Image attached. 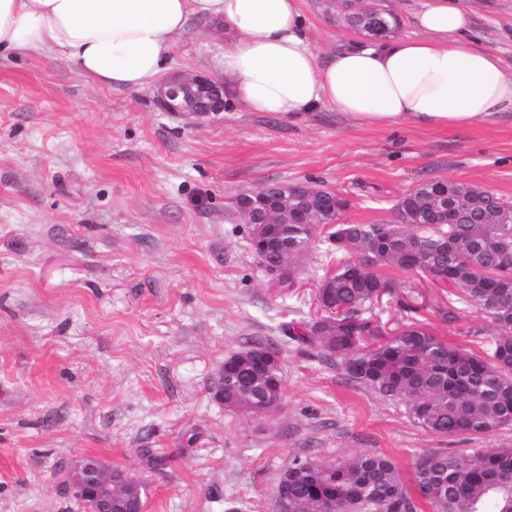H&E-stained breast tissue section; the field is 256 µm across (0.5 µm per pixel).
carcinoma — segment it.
Segmentation results:
<instances>
[{
  "label": "carcinoma",
  "instance_id": "carcinoma-1",
  "mask_svg": "<svg viewBox=\"0 0 512 512\" xmlns=\"http://www.w3.org/2000/svg\"><path fill=\"white\" fill-rule=\"evenodd\" d=\"M344 22L373 36L392 29L393 15L377 31L370 17L345 5ZM452 192L470 196L473 224H431L434 180L419 184L399 203L406 224H338L336 239L364 245L369 256L362 287L346 268L328 289L336 317L292 322L290 339L320 356L341 362L349 380L386 399L404 398L414 423L437 437L484 435L512 427V204L468 182L449 181ZM288 248L296 260L308 251L318 229L290 224ZM417 270H453L450 288L458 302L472 304L494 329L490 347L476 353L449 343L422 322L385 336L362 316L376 290L391 285L384 270L408 271L406 250ZM280 294L293 291L291 272L268 268ZM263 351L266 367L251 355ZM280 362L274 350L255 345L224 358V403L228 410L261 415L280 394ZM288 486V512H507L512 508V448L467 454L430 449L417 459L410 483L389 457L371 452L334 462H291L277 486Z\"/></svg>",
  "mask_w": 512,
  "mask_h": 512
}]
</instances>
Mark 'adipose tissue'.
<instances>
[{
    "mask_svg": "<svg viewBox=\"0 0 512 512\" xmlns=\"http://www.w3.org/2000/svg\"><path fill=\"white\" fill-rule=\"evenodd\" d=\"M195 17L224 19L222 75L253 112L296 115L327 105L359 125L470 127L512 111V71L478 48L460 0H425L418 36L315 53L302 0H0V56L63 53L98 86L144 90L168 70Z\"/></svg>",
    "mask_w": 512,
    "mask_h": 512,
    "instance_id": "adipose-tissue-1",
    "label": "adipose tissue"
}]
</instances>
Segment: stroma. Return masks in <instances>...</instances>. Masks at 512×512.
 Wrapping results in <instances>:
<instances>
[{
    "label": "stroma",
    "instance_id": "stroma-1",
    "mask_svg": "<svg viewBox=\"0 0 512 512\" xmlns=\"http://www.w3.org/2000/svg\"><path fill=\"white\" fill-rule=\"evenodd\" d=\"M465 4L477 47L511 69L512 0ZM303 9L320 58L368 43L320 0ZM232 37L191 20L173 70L221 77ZM309 178L343 198L340 224L397 223L399 199L433 178L512 201V112L466 128L376 129L326 106L288 116L231 99L195 119L165 112L155 91L87 82L57 50L0 60V512H84L56 469L90 455L132 470L147 512H278L276 484L297 457L371 451L407 478L429 449L512 448V427L431 435L405 400L289 339L342 256L314 239L293 293L277 295L233 201ZM390 276L372 319L395 329L414 317L486 348L493 331L473 306L445 319L446 285ZM257 343L281 366V407L267 419L225 409L211 390L225 357ZM144 448L163 465L147 466Z\"/></svg>",
    "mask_w": 512,
    "mask_h": 512
}]
</instances>
